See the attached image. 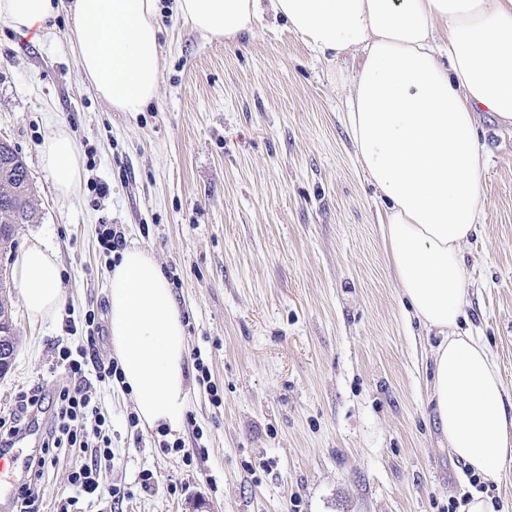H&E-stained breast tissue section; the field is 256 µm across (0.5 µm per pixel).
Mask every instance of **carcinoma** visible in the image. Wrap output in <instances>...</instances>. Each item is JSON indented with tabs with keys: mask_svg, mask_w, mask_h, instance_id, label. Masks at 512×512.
I'll return each mask as SVG.
<instances>
[{
	"mask_svg": "<svg viewBox=\"0 0 512 512\" xmlns=\"http://www.w3.org/2000/svg\"><path fill=\"white\" fill-rule=\"evenodd\" d=\"M35 219L37 208L26 164L11 145L0 143V251L12 250L18 226Z\"/></svg>",
	"mask_w": 512,
	"mask_h": 512,
	"instance_id": "obj_1",
	"label": "carcinoma"
}]
</instances>
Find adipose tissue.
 Returning a JSON list of instances; mask_svg holds the SVG:
<instances>
[{
	"instance_id": "ef3b65f1",
	"label": "adipose tissue",
	"mask_w": 512,
	"mask_h": 512,
	"mask_svg": "<svg viewBox=\"0 0 512 512\" xmlns=\"http://www.w3.org/2000/svg\"><path fill=\"white\" fill-rule=\"evenodd\" d=\"M328 62L356 59L346 112L356 161L385 202L381 233L410 314L440 341L430 401L454 456L485 481L512 464V395L467 316L462 246L481 222L477 110L512 124V0H176L205 39L233 40L264 10ZM69 13L80 74L117 112H141L161 79L158 0H0V25L48 34ZM59 196L83 158L68 129L37 147ZM13 274L28 316L63 304L56 260L41 239ZM108 330L140 421L180 432L190 407L180 308L160 264L132 246L112 265Z\"/></svg>"
}]
</instances>
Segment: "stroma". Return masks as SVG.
Wrapping results in <instances>:
<instances>
[{
  "mask_svg": "<svg viewBox=\"0 0 512 512\" xmlns=\"http://www.w3.org/2000/svg\"><path fill=\"white\" fill-rule=\"evenodd\" d=\"M161 80L139 113L112 110L82 78L71 20L31 42L0 28V140L24 159L38 220L18 246L54 252L64 305L32 321L18 286V343L0 379V417L40 391L45 411L66 373L60 348L113 358L107 313L111 254L104 228L151 251L170 281L190 352V410L178 438L130 426L135 402L87 367L91 404L107 419L98 507L115 512H448L477 493L428 402L438 343L405 319L379 225L383 201L358 169L343 124L346 87L284 20L265 12L237 41L207 40L159 0ZM69 129L83 171L58 196L37 147ZM483 215L463 245L471 304L465 325L485 340L512 393V126L478 116ZM107 187L96 194L95 184ZM42 453L31 426L7 455L0 512ZM73 448L40 479L45 503L73 496ZM154 485L141 490L140 476ZM128 489L113 501L111 489ZM83 506L81 512H97Z\"/></svg>",
  "mask_w": 512,
  "mask_h": 512,
  "instance_id": "stroma-1",
  "label": "stroma"
}]
</instances>
